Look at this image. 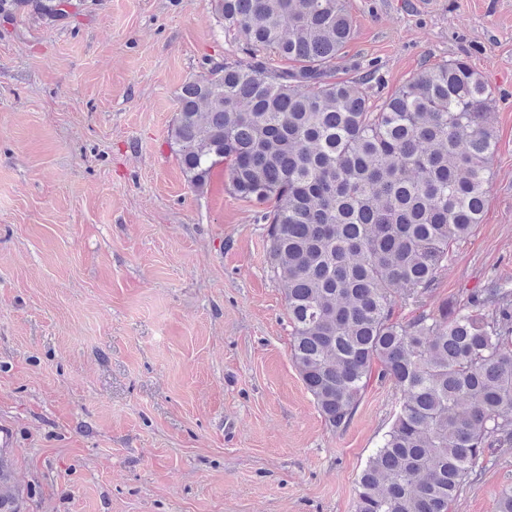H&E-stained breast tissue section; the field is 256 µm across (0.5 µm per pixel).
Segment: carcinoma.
I'll return each instance as SVG.
<instances>
[{"label":"carcinoma","mask_w":512,"mask_h":512,"mask_svg":"<svg viewBox=\"0 0 512 512\" xmlns=\"http://www.w3.org/2000/svg\"><path fill=\"white\" fill-rule=\"evenodd\" d=\"M213 4L245 60L182 85L171 148L192 187L224 161L234 194L269 205L291 359L327 425L346 427L373 379L396 391L355 512H449L489 455L512 449V289L427 303L448 244L483 220L491 90L455 59L374 106L372 71L336 77L346 0ZM17 499L0 454V512Z\"/></svg>","instance_id":"carcinoma-1"}]
</instances>
